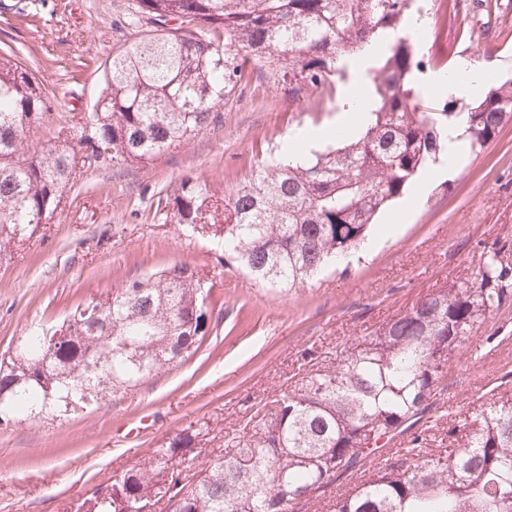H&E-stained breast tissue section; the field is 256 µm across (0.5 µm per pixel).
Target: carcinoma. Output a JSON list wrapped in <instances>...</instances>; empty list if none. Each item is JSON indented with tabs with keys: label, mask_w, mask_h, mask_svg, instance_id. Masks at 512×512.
<instances>
[{
	"label": "carcinoma",
	"mask_w": 512,
	"mask_h": 512,
	"mask_svg": "<svg viewBox=\"0 0 512 512\" xmlns=\"http://www.w3.org/2000/svg\"><path fill=\"white\" fill-rule=\"evenodd\" d=\"M412 0H131L145 36L112 52L83 124L33 145L48 114L42 84L13 48L0 49V257L33 233L87 170L148 163L221 122L224 99L268 70L306 111L347 80L345 58L388 43L368 76L373 101L355 137L265 163L224 198V265L288 291L355 251L374 219L436 159L448 120L468 152L512 119V80L465 112H432L413 77ZM43 0H15L37 18ZM193 177L156 212L196 234L217 223ZM204 284L179 264L126 281L93 323L67 320L20 337L0 359V424L55 421L172 370L206 340ZM512 307V243L494 242L470 282L417 299L372 336L288 379L209 460L199 432L92 493L76 512H512V396L500 391L448 448L429 447L448 412V362L481 326Z\"/></svg>",
	"instance_id": "1"
}]
</instances>
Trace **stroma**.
I'll return each mask as SVG.
<instances>
[{
  "mask_svg": "<svg viewBox=\"0 0 512 512\" xmlns=\"http://www.w3.org/2000/svg\"><path fill=\"white\" fill-rule=\"evenodd\" d=\"M129 0H45L39 21L0 15V45L19 49L55 108L36 139L56 140L76 125L101 91L113 50L137 39L125 23ZM456 16L426 17L441 43L456 46L448 66L463 61L504 80L512 75V0H458ZM329 103L298 112L287 89L253 75L224 102L214 129L159 159L87 173L64 194L10 259L0 262V354L30 329L64 320L126 280L186 264L211 285L210 332L184 365L146 380L103 410L52 424L0 427V512H74L102 484L147 458L186 428L209 423L239 429L262 399L278 391L310 352L334 354L374 331L418 297L473 278L485 247L512 243V121L482 154L448 175L414 182L386 211L390 234L364 261H349L289 292L256 285L224 265V226L185 236L156 215L159 191L187 176L222 200L249 177L260 147H277L294 128L334 125ZM486 360L456 351L448 366V403L482 402L474 374ZM149 417L139 439L114 427Z\"/></svg>",
  "mask_w": 512,
  "mask_h": 512,
  "instance_id": "1",
  "label": "stroma"
}]
</instances>
